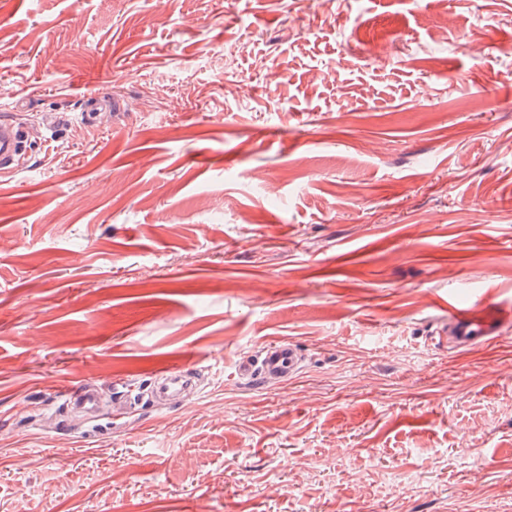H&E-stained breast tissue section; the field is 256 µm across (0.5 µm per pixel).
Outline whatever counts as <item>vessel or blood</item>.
<instances>
[{
  "label": "vessel or blood",
  "mask_w": 512,
  "mask_h": 512,
  "mask_svg": "<svg viewBox=\"0 0 512 512\" xmlns=\"http://www.w3.org/2000/svg\"><path fill=\"white\" fill-rule=\"evenodd\" d=\"M23 131L15 123L0 120V177L7 178L23 170L28 154L22 147ZM512 323V306H495L488 313L479 314L473 308L456 306L448 315L443 332L453 345L460 349L477 343H490L496 333ZM301 353L296 345L286 342L264 346L259 358L239 361L236 373L239 378L251 382L268 377L292 378L298 375ZM87 415L96 414L99 401L91 385L85 384L66 398Z\"/></svg>",
  "instance_id": "1"
}]
</instances>
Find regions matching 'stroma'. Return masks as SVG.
Here are the masks:
<instances>
[{"label": "stroma", "mask_w": 512, "mask_h": 512, "mask_svg": "<svg viewBox=\"0 0 512 512\" xmlns=\"http://www.w3.org/2000/svg\"><path fill=\"white\" fill-rule=\"evenodd\" d=\"M41 114L0 512H512V325L432 342L512 305V0H0V119ZM279 341L302 374L236 376ZM164 367L195 391L131 397ZM512 322V306H495L488 314H478L473 308L454 306L448 315L438 342L444 345L449 340L458 349H465L477 343H492L501 328ZM448 335V336H447ZM67 404L75 405L86 415H95L99 410L97 396L88 383L82 385L65 398Z\"/></svg>", "instance_id": "stroma-1"}]
</instances>
